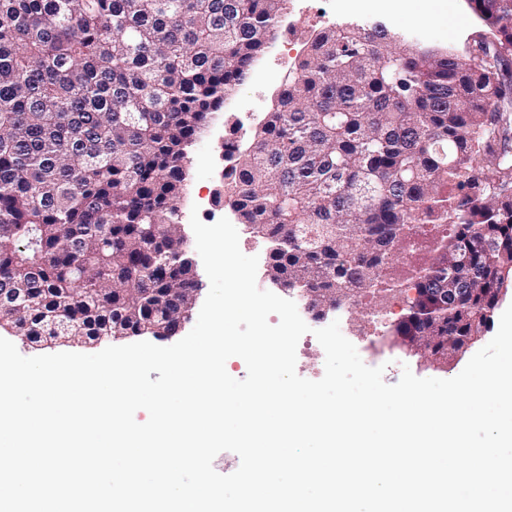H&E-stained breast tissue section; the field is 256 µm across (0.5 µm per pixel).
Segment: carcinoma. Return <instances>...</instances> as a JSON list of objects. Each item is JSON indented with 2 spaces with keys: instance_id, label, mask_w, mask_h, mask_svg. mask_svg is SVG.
Listing matches in <instances>:
<instances>
[{
  "instance_id": "1",
  "label": "carcinoma",
  "mask_w": 512,
  "mask_h": 512,
  "mask_svg": "<svg viewBox=\"0 0 512 512\" xmlns=\"http://www.w3.org/2000/svg\"><path fill=\"white\" fill-rule=\"evenodd\" d=\"M470 4L481 27L462 52L385 24L318 34L215 195L270 240V274L316 304L378 286L404 243H441L392 335L432 316L453 355L512 281V0ZM286 9L0 0V291L29 298L0 308L1 325L33 343L137 335L151 314L141 292L171 301L196 287L186 148ZM455 286L475 294L426 303Z\"/></svg>"
}]
</instances>
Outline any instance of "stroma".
Segmentation results:
<instances>
[{
    "label": "stroma",
    "instance_id": "1",
    "mask_svg": "<svg viewBox=\"0 0 512 512\" xmlns=\"http://www.w3.org/2000/svg\"><path fill=\"white\" fill-rule=\"evenodd\" d=\"M478 19L469 7L467 0H456L455 13L436 9L429 22L430 31L423 35L425 44L442 49L456 51L465 42L467 36L476 30ZM283 30H276L271 44L275 53L263 56L250 68L244 82L236 89L243 97L244 108H237L234 103H227L225 108L213 114L205 128L197 136L189 149L187 158V178L184 182L181 213L183 219L198 215L207 225L219 219H229L234 223L239 234L241 251L258 259L256 282L260 289H270L266 277V265L269 255V243L260 236L250 234L241 224L235 212L229 206H217L212 202L213 193L222 181L224 169V151L222 143L230 136L233 129L240 128L247 135H254L258 122L248 120V112L266 113L272 111L281 78L294 64L283 47ZM434 252L430 247L411 252L397 250L390 264V281L399 285L398 291L377 292L367 290L360 293L357 303L350 310L347 319L349 336L361 345L364 362L367 366H384L383 379L386 383L398 382L403 368H410L420 378L450 379L457 376L468 362L467 357H459L442 365H423L418 355L410 349L392 344L389 330L406 307L404 285L410 283L413 269L419 262L433 260Z\"/></svg>",
    "mask_w": 512,
    "mask_h": 512
}]
</instances>
